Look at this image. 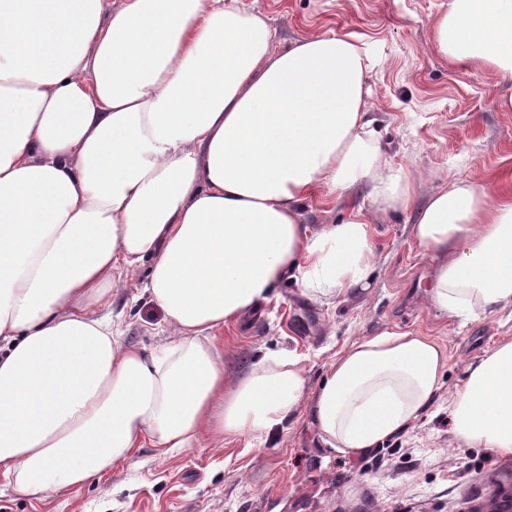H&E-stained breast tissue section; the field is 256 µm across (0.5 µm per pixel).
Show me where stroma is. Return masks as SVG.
<instances>
[{
    "label": "stroma",
    "instance_id": "1",
    "mask_svg": "<svg viewBox=\"0 0 512 512\" xmlns=\"http://www.w3.org/2000/svg\"><path fill=\"white\" fill-rule=\"evenodd\" d=\"M270 18L281 42L311 33L351 36L366 49L368 84L382 147L394 167L499 188L512 183V112L501 111L498 76L444 60L432 23L448 0H236ZM413 210L374 227L368 291L330 304L311 301L294 278L247 321L217 334L228 374L246 372L261 352L304 358L315 391L337 354L382 330L428 336L448 351L442 386L429 409L382 447L351 458L324 445L305 418L255 440L242 435L211 447L201 438L165 459L141 448L114 472L81 489L34 499L0 484V512H455L468 492L490 490L486 477L508 463L456 439L448 400L469 361L512 339V307L458 316L430 303L432 261L412 238ZM123 284L110 308L126 343L145 349L167 334L162 311Z\"/></svg>",
    "mask_w": 512,
    "mask_h": 512
}]
</instances>
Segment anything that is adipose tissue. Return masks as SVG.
<instances>
[{
	"instance_id": "obj_1",
	"label": "adipose tissue",
	"mask_w": 512,
	"mask_h": 512,
	"mask_svg": "<svg viewBox=\"0 0 512 512\" xmlns=\"http://www.w3.org/2000/svg\"><path fill=\"white\" fill-rule=\"evenodd\" d=\"M434 47L512 81V0H448ZM363 46L282 44L224 0H0V480L48 496L144 446L260 439L297 409L356 458L429 408L445 348L385 330L348 345L307 393L293 351L231 376L214 333L290 275L320 303L369 288L373 226L422 173L392 168ZM342 208L310 229L314 203ZM443 312L512 306V199L443 180L418 209ZM145 271L166 339L124 342L116 276ZM455 437L512 455V339L468 363Z\"/></svg>"
}]
</instances>
